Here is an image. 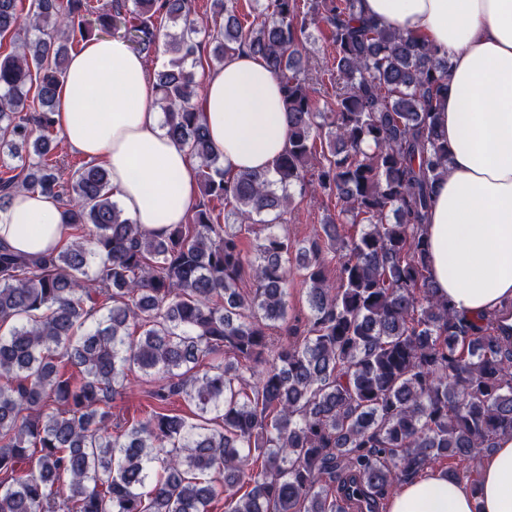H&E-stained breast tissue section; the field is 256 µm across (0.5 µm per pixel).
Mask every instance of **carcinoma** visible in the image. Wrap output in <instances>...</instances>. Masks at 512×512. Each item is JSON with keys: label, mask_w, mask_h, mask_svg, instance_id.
<instances>
[{"label": "carcinoma", "mask_w": 512, "mask_h": 512, "mask_svg": "<svg viewBox=\"0 0 512 512\" xmlns=\"http://www.w3.org/2000/svg\"><path fill=\"white\" fill-rule=\"evenodd\" d=\"M17 2L0 0V34L25 21L34 35L0 57V208L20 188L55 198L69 243L38 257L0 243V512H211L221 495L224 512H383L430 464L475 461L512 435V337L494 313L457 314L428 275L449 65L427 40L385 29L362 0H268L248 26L235 0H212L216 65L261 57L289 126L274 175L226 178L187 67L202 52L193 0H30L24 18ZM163 15L179 31L160 32ZM317 20L334 47L324 70L306 51ZM120 30L169 55L155 105L202 195L162 236L122 216L103 166L66 172L53 153L73 45ZM292 186L336 199L306 245L284 231ZM292 258L302 331L288 325ZM133 372L157 381L153 410L115 421ZM176 397L193 420L169 413Z\"/></svg>", "instance_id": "carcinoma-1"}]
</instances>
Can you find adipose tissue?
<instances>
[{
  "label": "adipose tissue",
  "mask_w": 512,
  "mask_h": 512,
  "mask_svg": "<svg viewBox=\"0 0 512 512\" xmlns=\"http://www.w3.org/2000/svg\"><path fill=\"white\" fill-rule=\"evenodd\" d=\"M363 10L425 38L451 65L437 101L449 163L424 226L429 273L459 314L496 311L512 327V0H363ZM155 97L143 55L122 39L95 38L71 56L54 118L70 150L108 171L124 215L161 236L186 222L197 188ZM201 108L227 174L270 170L288 147L282 86L249 52L205 76ZM0 240L22 253L57 251L66 240L60 204L16 192L0 208ZM386 512H512V436L498 439L477 490L429 470L391 494Z\"/></svg>",
  "instance_id": "adipose-tissue-1"
}]
</instances>
